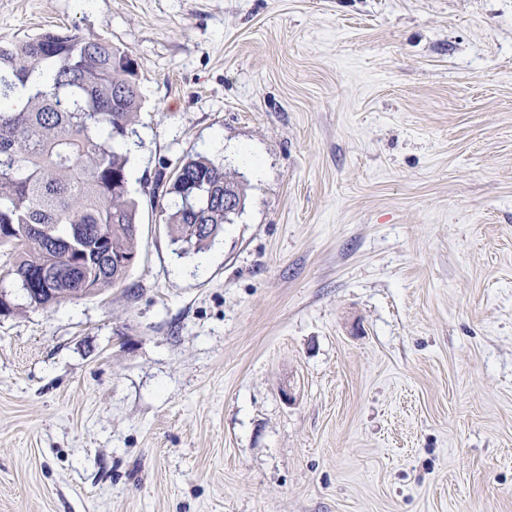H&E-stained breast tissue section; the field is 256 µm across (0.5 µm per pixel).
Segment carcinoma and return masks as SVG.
<instances>
[{"mask_svg":"<svg viewBox=\"0 0 512 512\" xmlns=\"http://www.w3.org/2000/svg\"><path fill=\"white\" fill-rule=\"evenodd\" d=\"M137 62L111 42L47 32L0 46V249L33 308L122 283L137 258L131 144L142 108ZM155 187L175 197L165 224L190 252L209 247L245 204L246 185L195 154Z\"/></svg>","mask_w":512,"mask_h":512,"instance_id":"carcinoma-1","label":"carcinoma"}]
</instances>
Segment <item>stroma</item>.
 Listing matches in <instances>:
<instances>
[{
  "label": "stroma",
  "instance_id": "1",
  "mask_svg": "<svg viewBox=\"0 0 512 512\" xmlns=\"http://www.w3.org/2000/svg\"><path fill=\"white\" fill-rule=\"evenodd\" d=\"M138 63L125 282L0 313V512H512V0H0ZM247 186L199 253L159 173Z\"/></svg>",
  "mask_w": 512,
  "mask_h": 512
}]
</instances>
